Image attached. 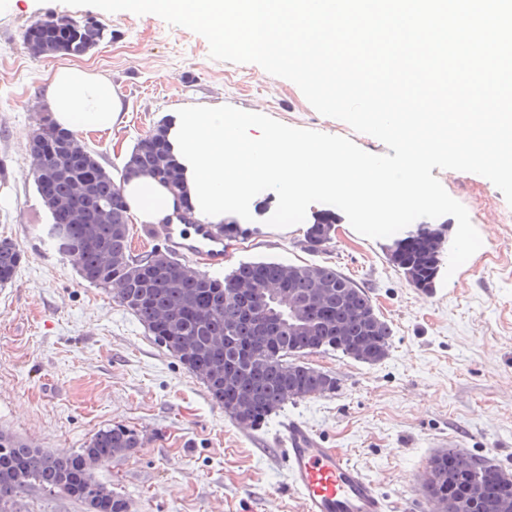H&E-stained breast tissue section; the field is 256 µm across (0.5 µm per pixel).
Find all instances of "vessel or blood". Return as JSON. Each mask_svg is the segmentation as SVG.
Masks as SVG:
<instances>
[{
  "label": "vessel or blood",
  "instance_id": "b4317fda",
  "mask_svg": "<svg viewBox=\"0 0 512 512\" xmlns=\"http://www.w3.org/2000/svg\"><path fill=\"white\" fill-rule=\"evenodd\" d=\"M159 230L169 252L223 268L228 247L219 225L163 224ZM275 444L285 457L290 487L302 501V512H389L377 483L342 449L324 447L306 423L283 421Z\"/></svg>",
  "mask_w": 512,
  "mask_h": 512
}]
</instances>
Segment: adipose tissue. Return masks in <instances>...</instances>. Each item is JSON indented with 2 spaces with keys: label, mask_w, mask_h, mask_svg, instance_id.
<instances>
[{
  "label": "adipose tissue",
  "mask_w": 512,
  "mask_h": 512,
  "mask_svg": "<svg viewBox=\"0 0 512 512\" xmlns=\"http://www.w3.org/2000/svg\"><path fill=\"white\" fill-rule=\"evenodd\" d=\"M55 123L68 130L111 127L122 110L109 80L79 66L60 68L47 90ZM123 193L131 213L145 224L158 223L173 209L174 198L158 181L141 176L126 182Z\"/></svg>",
  "instance_id": "ef3b65f1"
}]
</instances>
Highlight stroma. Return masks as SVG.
Masks as SVG:
<instances>
[{"mask_svg": "<svg viewBox=\"0 0 512 512\" xmlns=\"http://www.w3.org/2000/svg\"><path fill=\"white\" fill-rule=\"evenodd\" d=\"M47 16L93 21L102 41L82 56H32L24 33ZM106 76L123 110L77 138L110 171L159 122L188 106L230 105L285 125L351 139L376 138L319 114L291 81L254 63L212 59L207 40L154 14L108 13L62 0H0V238L22 259L0 285V430L57 453L85 447L108 426L134 429L141 445L95 471L129 512H302L274 434L294 418L344 449L378 484L390 512H422L430 459L455 448L512 474V206L487 178L435 170L467 209L481 248L423 291L386 259L385 239L356 232L346 215L325 248H306L307 223L274 228L277 196L250 202L226 267L243 261L330 265L364 287L392 330L375 364L336 352L300 355L336 389L288 402L260 428L231 420L203 380L108 291L89 285L44 230L51 217L34 183L29 139L63 66Z\"/></svg>", "mask_w": 512, "mask_h": 512, "instance_id": "35a3bbf8", "label": "stroma"}]
</instances>
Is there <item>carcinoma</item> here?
Here are the masks:
<instances>
[{
	"mask_svg": "<svg viewBox=\"0 0 512 512\" xmlns=\"http://www.w3.org/2000/svg\"><path fill=\"white\" fill-rule=\"evenodd\" d=\"M102 37L98 24L58 17L36 20L24 35L37 57L88 52ZM29 151L36 188L50 214L73 199L74 185L84 190L76 199L81 219L60 231L49 227L47 237L71 259L84 281L113 292L156 342L198 375L231 419L240 413L241 424L257 427L290 400L334 392L335 378L292 361L297 354L333 350L365 363L386 356L390 327L367 291L331 266L246 261L220 279L168 252L132 250L121 184L149 176L166 182L174 195L191 203L183 168L171 151L168 124H157L137 140L118 181L70 132L49 119L40 135L31 138ZM335 224L334 215L317 214L307 229L308 246L324 247ZM445 243L444 230L418 224L388 245L386 256L414 287L427 291L435 287ZM20 262L14 242L0 239V285L12 281ZM282 287L306 327L273 331L288 320L286 306L274 305L263 317L248 314L255 290ZM340 334L357 339L359 347L350 350L339 344ZM140 444L134 430L114 426L99 430L86 447L59 454L1 430L0 512H8L19 494L31 488L64 494L82 502L87 512H128L126 499L96 481L94 470ZM431 466L442 476L435 490L442 512H458L459 503L468 500L470 512H502V495L512 475L497 464L476 458L463 468L450 448L436 455ZM474 483L482 488L475 500L470 495Z\"/></svg>",
	"mask_w": 512,
	"mask_h": 512,
	"instance_id": "obj_1",
	"label": "carcinoma"
}]
</instances>
